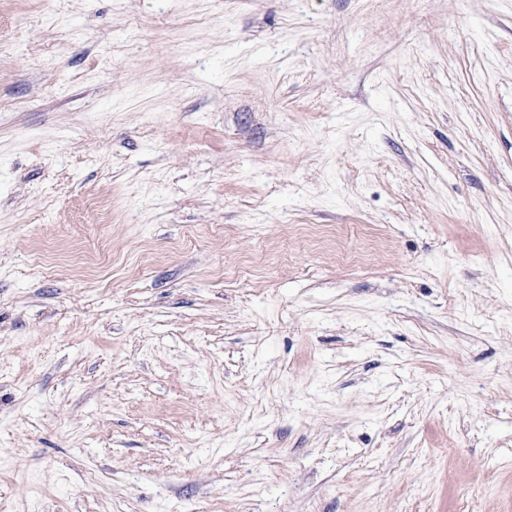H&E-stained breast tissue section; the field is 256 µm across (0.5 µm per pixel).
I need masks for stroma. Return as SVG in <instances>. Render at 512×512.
<instances>
[{"label": "stroma", "instance_id": "1", "mask_svg": "<svg viewBox=\"0 0 512 512\" xmlns=\"http://www.w3.org/2000/svg\"><path fill=\"white\" fill-rule=\"evenodd\" d=\"M0 512H512V0H0Z\"/></svg>", "mask_w": 512, "mask_h": 512}]
</instances>
